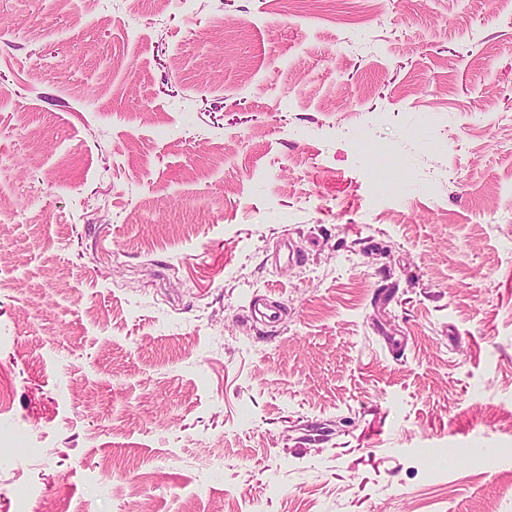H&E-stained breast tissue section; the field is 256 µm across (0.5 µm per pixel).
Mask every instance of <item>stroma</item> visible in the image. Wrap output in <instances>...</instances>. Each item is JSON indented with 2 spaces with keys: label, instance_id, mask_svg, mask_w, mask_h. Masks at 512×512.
<instances>
[{
  "label": "stroma",
  "instance_id": "35a3bbf8",
  "mask_svg": "<svg viewBox=\"0 0 512 512\" xmlns=\"http://www.w3.org/2000/svg\"><path fill=\"white\" fill-rule=\"evenodd\" d=\"M233 502L512 512V0H0V512Z\"/></svg>",
  "mask_w": 512,
  "mask_h": 512
}]
</instances>
